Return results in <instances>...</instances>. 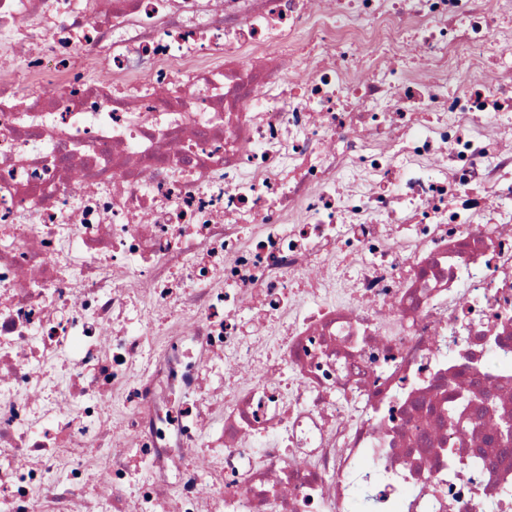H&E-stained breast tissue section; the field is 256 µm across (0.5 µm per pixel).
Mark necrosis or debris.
<instances>
[{"label": "necrosis or debris", "mask_w": 512, "mask_h": 512, "mask_svg": "<svg viewBox=\"0 0 512 512\" xmlns=\"http://www.w3.org/2000/svg\"><path fill=\"white\" fill-rule=\"evenodd\" d=\"M507 14L0 0V512H512Z\"/></svg>", "instance_id": "1"}]
</instances>
